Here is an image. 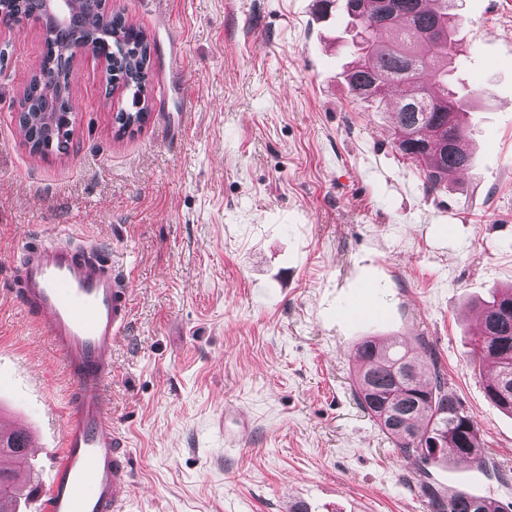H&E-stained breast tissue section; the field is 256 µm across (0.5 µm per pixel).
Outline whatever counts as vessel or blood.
Returning a JSON list of instances; mask_svg holds the SVG:
<instances>
[{
  "mask_svg": "<svg viewBox=\"0 0 512 512\" xmlns=\"http://www.w3.org/2000/svg\"><path fill=\"white\" fill-rule=\"evenodd\" d=\"M60 352L69 380L62 448H46L21 415L0 422L34 459L47 458V483L27 488L24 512H126L132 469L108 404L112 344L129 315V288L97 245L73 236L27 248L12 291Z\"/></svg>",
  "mask_w": 512,
  "mask_h": 512,
  "instance_id": "obj_1",
  "label": "vessel or blood"
}]
</instances>
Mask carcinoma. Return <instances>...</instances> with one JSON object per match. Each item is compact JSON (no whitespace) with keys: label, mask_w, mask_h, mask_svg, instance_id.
<instances>
[{"label":"carcinoma","mask_w":512,"mask_h":512,"mask_svg":"<svg viewBox=\"0 0 512 512\" xmlns=\"http://www.w3.org/2000/svg\"><path fill=\"white\" fill-rule=\"evenodd\" d=\"M422 0H341V11L351 26V48L356 60L345 79L354 97L377 101L398 96L394 120V147L402 157L422 168L427 189L448 186L457 172L472 165L466 104L448 83V65L458 57L453 31L457 23L453 0H439L441 14L421 11ZM34 0H6L0 5V23L30 13ZM402 18L395 39L383 46L379 34L392 16ZM68 42L45 44L39 70L56 69L50 93L36 91L31 78L23 93L22 111L42 113L59 106L67 78L58 70L68 43L85 41L91 52L107 61L106 82L131 95L129 107L116 115L120 128L142 126L148 117L154 41L129 23L124 14L98 4L78 15L66 34ZM477 309L486 314L475 324L471 356L488 366L489 399L512 413V287L482 300ZM353 396L379 429L392 439L398 455L420 468L458 457L473 459L487 468L480 429L448 383L432 344L417 338L416 345L393 337H367L356 348ZM15 453L14 463L28 465L20 445L0 432V452ZM431 512H506L497 499L466 489L448 495L427 492ZM20 491L9 474L0 471V512H15Z\"/></svg>","instance_id":"obj_1"}]
</instances>
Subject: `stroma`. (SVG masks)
I'll return each mask as SVG.
<instances>
[{"label": "stroma", "instance_id": "obj_1", "mask_svg": "<svg viewBox=\"0 0 512 512\" xmlns=\"http://www.w3.org/2000/svg\"><path fill=\"white\" fill-rule=\"evenodd\" d=\"M155 41L150 116L117 135L104 58L70 66L67 150L32 154L14 111L44 48L0 24V407L58 447L59 354L10 295L23 251L71 229L118 262L129 322L112 348V424L130 512H430L423 478L356 404L354 348L423 336L512 479V415L470 363L463 313L512 285V0H461L452 82L481 94L466 178L430 192L392 146L387 103L354 99L346 20L319 0H112ZM176 37L179 56L167 41ZM177 76L192 114L164 95ZM387 312L354 324L356 294ZM251 427L226 447L225 408ZM430 481L512 502L453 463Z\"/></svg>", "mask_w": 512, "mask_h": 512}]
</instances>
